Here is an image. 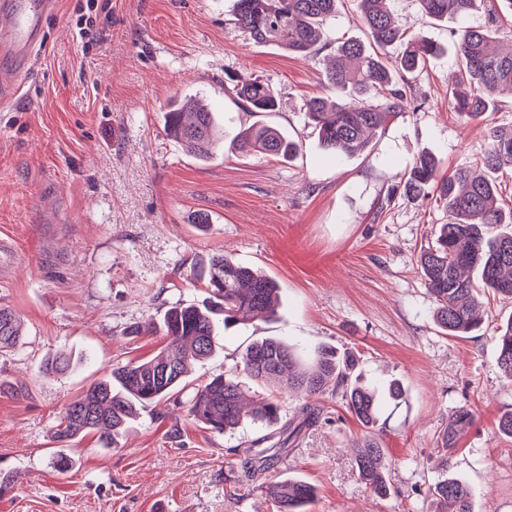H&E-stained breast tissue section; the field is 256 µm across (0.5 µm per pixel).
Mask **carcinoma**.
Instances as JSON below:
<instances>
[{
  "label": "carcinoma",
  "mask_w": 512,
  "mask_h": 512,
  "mask_svg": "<svg viewBox=\"0 0 512 512\" xmlns=\"http://www.w3.org/2000/svg\"><path fill=\"white\" fill-rule=\"evenodd\" d=\"M337 2L236 0L234 21L256 43L308 57L316 52L321 26L336 13ZM355 2L367 40L350 37L337 46L335 60L326 71L334 96L316 97L307 103L308 117L322 149L336 156L367 148L369 130L387 127L404 112V102L412 94L410 76L438 53V48L422 37H405L406 30L392 16L390 0ZM422 2L437 20L479 10L488 16V25L458 34V70L450 88L457 112L467 118L479 117L496 109L495 94L505 91L512 97V47L504 50L496 40L503 20L512 18V0L498 4L493 0ZM401 41L404 49L395 61L383 56L385 47ZM232 92L253 112L278 108L273 89L259 78L232 80ZM165 131L199 160L210 159L223 143V130L213 113L192 98L166 113ZM232 149L290 160L296 156L298 144L276 128L259 126L241 133ZM504 157L512 159V126L491 130L480 158L483 175L472 177L461 169L440 179L437 160L423 153L405 178L407 195L418 197L432 188L448 211V223L439 225L434 244L420 253L419 267L434 299L433 320L450 336H465L480 327L475 309L482 304L483 294L512 300V231H491L498 224H512V210L504 211L497 199L495 173ZM200 276L209 288L205 301L172 307L160 318V324L149 322L144 327L148 333L164 331L166 348L149 358L114 367L90 384L64 408L54 441L69 443L93 433L100 446L117 445L141 410L186 385L188 367L212 355L221 326H248L274 315L278 285L261 271L215 253ZM21 336L19 319L12 311L0 308V352L15 348ZM495 341L498 367L512 381V318L498 327ZM353 366V361L327 350L319 351L305 365L287 342L272 337L257 339L246 347L238 367L248 378L259 386L300 394L306 402L298 422L282 426L278 442L243 451L236 462L239 485L254 482L288 455V443L322 415L313 398L332 387L343 390L346 408L365 428L355 443L362 480L377 496L389 495L382 466L384 448L373 433L378 426L380 395L377 389L352 380ZM189 415L202 428L223 434L246 422L272 427L280 420L281 405L275 396L266 394L258 405L247 406L241 382L230 373L197 386ZM472 423L470 410H456L443 434V445L454 448ZM269 490L277 502V512H306L315 496L313 485L289 478L271 484ZM429 495L435 505L433 512H472L473 490L457 478L441 477Z\"/></svg>",
  "instance_id": "1"
}]
</instances>
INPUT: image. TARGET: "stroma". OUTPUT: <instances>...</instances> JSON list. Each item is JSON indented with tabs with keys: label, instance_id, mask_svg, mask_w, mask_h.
Returning <instances> with one entry per match:
<instances>
[{
	"label": "stroma",
	"instance_id": "1",
	"mask_svg": "<svg viewBox=\"0 0 512 512\" xmlns=\"http://www.w3.org/2000/svg\"><path fill=\"white\" fill-rule=\"evenodd\" d=\"M76 3L57 0L25 100L0 108V307L25 329L0 355L9 384L0 391V478L11 482L0 512H277L261 484L232 488L233 451L260 429L216 434L188 414L196 385L233 372L262 337L288 340L306 361L323 348L355 357L362 381L404 389L402 401L380 405L383 498L360 478L352 444L362 428L341 394L319 397L320 421L267 476L313 484L308 512H432L429 489L446 473L473 488V512H512V437L497 430L512 411V381L494 343L512 301L485 299L482 324L467 336L435 325L418 258L448 214L401 184L423 152L443 177L475 168L490 130L512 126L511 99L467 119L448 97L454 39L485 26L486 15L438 21L420 0H391L399 24L442 52L415 74L398 120L366 151L337 157L320 147L306 109L329 93L337 45L364 35L354 0H339L307 58L250 40L232 21L234 0H111L85 47ZM236 77L267 82L278 110L242 107L229 89ZM188 96L224 128V147L206 161L163 130L166 112ZM254 125L287 133L298 156L231 150ZM200 215L209 219L202 227ZM217 252L275 279L277 314L227 326L213 356L190 367L189 387L142 411L117 447L75 439L66 449L75 464L60 473L52 433L65 404L112 367L159 351L164 333L142 325L207 298L197 272ZM59 352L69 370L45 374ZM461 407L475 422L450 450L442 433Z\"/></svg>",
	"mask_w": 512,
	"mask_h": 512
}]
</instances>
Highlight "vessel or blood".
<instances>
[{"label":"vessel or blood","mask_w":512,"mask_h":512,"mask_svg":"<svg viewBox=\"0 0 512 512\" xmlns=\"http://www.w3.org/2000/svg\"><path fill=\"white\" fill-rule=\"evenodd\" d=\"M55 7L56 0H0V15L8 19L7 25L0 27V53L16 62L14 70L0 69V105L23 90L32 50L42 41L45 19Z\"/></svg>","instance_id":"obj_1"}]
</instances>
